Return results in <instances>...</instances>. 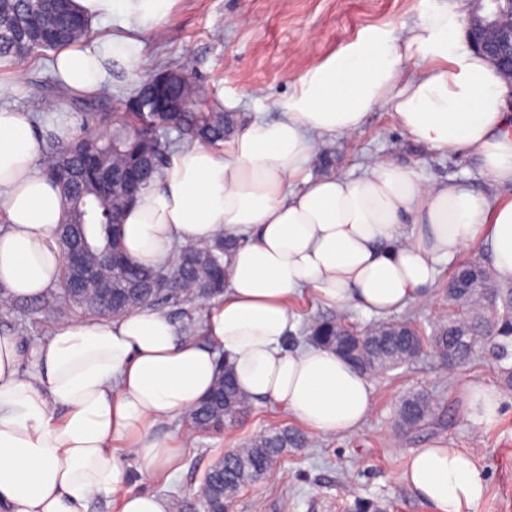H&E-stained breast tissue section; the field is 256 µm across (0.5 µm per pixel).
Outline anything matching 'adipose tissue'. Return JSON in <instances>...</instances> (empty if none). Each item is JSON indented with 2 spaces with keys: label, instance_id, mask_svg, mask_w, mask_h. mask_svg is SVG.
Segmentation results:
<instances>
[{
  "label": "adipose tissue",
  "instance_id": "obj_1",
  "mask_svg": "<svg viewBox=\"0 0 512 512\" xmlns=\"http://www.w3.org/2000/svg\"><path fill=\"white\" fill-rule=\"evenodd\" d=\"M174 2L73 0L90 21L117 19L122 33L61 49L54 72L73 94L100 92L115 62L140 66L141 33L159 28ZM458 28L456 9L422 10L404 34L372 33L295 79L276 119L250 118L222 149L193 144L170 156L125 213L124 249L154 266L178 244L236 239L200 337L151 307L62 322L34 346L0 333V512H89L98 495L120 512H169L164 497L129 489L114 446L132 444L145 472L177 469L180 441L153 427L207 395L220 356L253 403L279 405L316 435L356 430L373 384L333 349L290 347L295 297L381 318L424 302L442 263L479 245L497 279L512 281V197L424 181L390 157L357 174L308 171L322 145L356 136L383 107L412 143L475 157L492 185H512V87L453 42ZM414 59L418 72L406 73ZM63 215L39 131L0 108L1 296L37 297L58 282ZM459 397L473 425L497 419L502 399L485 383H463ZM404 481L429 512H477L485 495L473 456L441 442L410 454Z\"/></svg>",
  "mask_w": 512,
  "mask_h": 512
}]
</instances>
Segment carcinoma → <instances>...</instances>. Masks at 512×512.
Here are the masks:
<instances>
[{"instance_id": "carcinoma-1", "label": "carcinoma", "mask_w": 512, "mask_h": 512, "mask_svg": "<svg viewBox=\"0 0 512 512\" xmlns=\"http://www.w3.org/2000/svg\"><path fill=\"white\" fill-rule=\"evenodd\" d=\"M90 23L71 6L57 10L50 0H0V63L19 64L26 58L63 45L90 39ZM54 98H69L80 120L79 132L62 139L46 126L43 112L29 114L41 131L43 171L59 184L64 200L62 252L78 251L83 261L112 284V307L106 310L95 285L80 282L74 267L63 260L59 283L35 299L12 300L8 307L27 304L37 311L62 315L79 311L102 318L140 306L160 307L191 299L208 300L224 292V255L235 241L222 235L201 245L176 249L171 260L155 269L131 263L123 238L112 225L123 224L126 209L161 176L168 157L184 145L217 146L236 128L234 113L205 96L195 73L185 67L161 65L122 98V112H97L96 100L72 96L58 83ZM177 137H171V133ZM107 174L109 185L101 182ZM447 287L460 297L448 299L454 312L426 331L408 319H383L362 327L361 340L344 341L349 325L338 318L318 320L305 329L307 341L328 347L347 346V358L377 376L430 352L454 367L468 362L477 348L487 347L512 387V282L496 281L487 262L474 259L458 266ZM252 404L234 386L228 372L188 415L199 431L222 432L243 422ZM439 402L423 392L403 397L397 423L405 432L443 421ZM306 436L291 427L270 429L242 448L214 461L199 487L197 502L174 504L176 512H196L224 504L233 508L243 487L266 477L271 462L290 449L304 448Z\"/></svg>"}]
</instances>
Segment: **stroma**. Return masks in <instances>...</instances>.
Instances as JSON below:
<instances>
[{
  "label": "stroma",
  "instance_id": "obj_1",
  "mask_svg": "<svg viewBox=\"0 0 512 512\" xmlns=\"http://www.w3.org/2000/svg\"><path fill=\"white\" fill-rule=\"evenodd\" d=\"M455 0H176L164 28L142 34L145 70L167 61L191 69L210 96L228 112L248 120L255 113L277 116L275 104L302 76L331 53L377 30H401L418 21L422 7H450ZM57 80L51 57H32L0 69V107L21 113L41 108ZM337 173L360 172L372 158L390 156L414 165L425 180L453 178L477 189L488 188L477 160L456 154L432 155L413 148L386 109L373 110L353 139L329 142ZM480 248L441 267L426 303L403 310L423 327L440 321L447 309L445 286L456 263L481 257ZM53 318L44 312L0 310V331L19 333L27 344L40 342ZM473 378L499 390L497 420L473 426L460 410L458 385ZM425 391L436 398L443 423L420 430H398L395 409L406 395ZM279 406L253 407L240 425L221 433L199 432L185 444L180 468L145 475L132 449L118 452L135 492L188 500L203 473L226 449L242 446L269 429L297 427ZM440 440L470 453L486 484L479 512H512V390L505 389L495 362L478 349L465 365L448 370L432 354L387 371L374 380V408L354 432L313 435L307 447L284 455L264 481L247 485L232 512H352L355 501L373 503L379 512H428L402 480L415 449Z\"/></svg>",
  "mask_w": 512,
  "mask_h": 512
}]
</instances>
